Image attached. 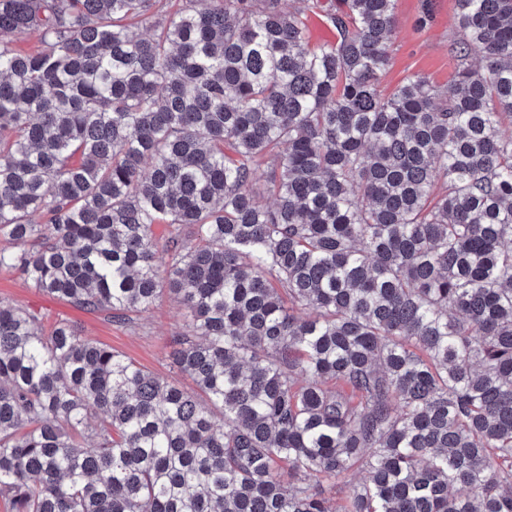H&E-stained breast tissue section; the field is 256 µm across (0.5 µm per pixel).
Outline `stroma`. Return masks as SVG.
<instances>
[{"mask_svg": "<svg viewBox=\"0 0 512 512\" xmlns=\"http://www.w3.org/2000/svg\"><path fill=\"white\" fill-rule=\"evenodd\" d=\"M457 13V0H396L397 25L389 42V65L378 84L381 96L390 95L415 75L444 89L452 85L460 64L475 65V57L462 58L457 53L461 39ZM1 300L34 309L52 322L74 323L82 335L111 347L136 364L180 385L188 383L169 358L168 342L183 333L186 324L184 309L170 296H162L132 326L54 299L34 288L18 271H0Z\"/></svg>", "mask_w": 512, "mask_h": 512, "instance_id": "stroma-1", "label": "stroma"}]
</instances>
